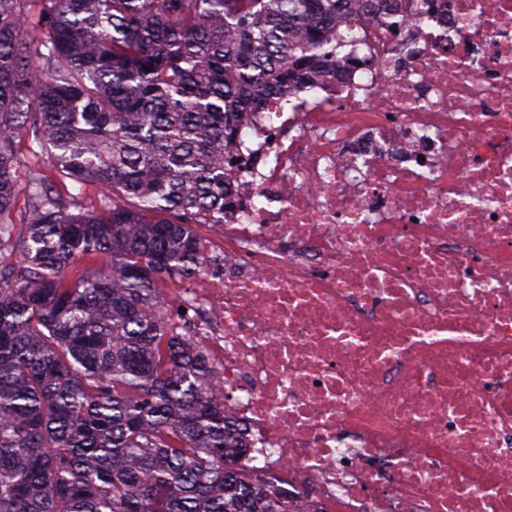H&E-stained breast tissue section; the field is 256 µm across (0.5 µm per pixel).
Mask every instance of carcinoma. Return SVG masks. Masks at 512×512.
<instances>
[{"label": "carcinoma", "mask_w": 512, "mask_h": 512, "mask_svg": "<svg viewBox=\"0 0 512 512\" xmlns=\"http://www.w3.org/2000/svg\"><path fill=\"white\" fill-rule=\"evenodd\" d=\"M345 3L0 0V512H287L238 479L216 369L158 285L224 223L236 114L336 69ZM90 257L111 272L66 278Z\"/></svg>", "instance_id": "1"}]
</instances>
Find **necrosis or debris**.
<instances>
[{
    "mask_svg": "<svg viewBox=\"0 0 512 512\" xmlns=\"http://www.w3.org/2000/svg\"><path fill=\"white\" fill-rule=\"evenodd\" d=\"M374 3L241 114L170 302L294 512H512V0Z\"/></svg>",
    "mask_w": 512,
    "mask_h": 512,
    "instance_id": "obj_1",
    "label": "necrosis or debris"
}]
</instances>
